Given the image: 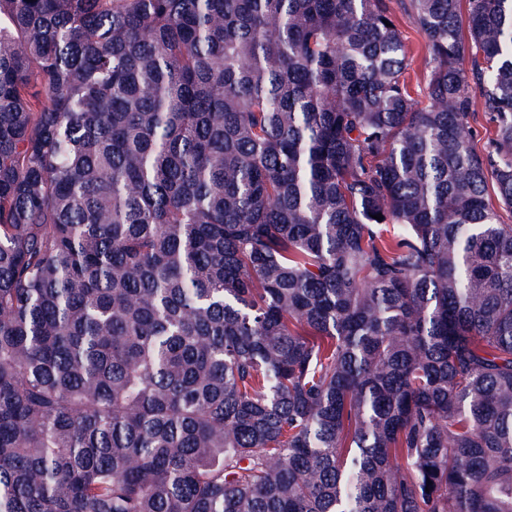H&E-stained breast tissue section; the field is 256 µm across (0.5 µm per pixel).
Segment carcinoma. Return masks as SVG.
<instances>
[{"label":"carcinoma","instance_id":"carcinoma-1","mask_svg":"<svg viewBox=\"0 0 512 512\" xmlns=\"http://www.w3.org/2000/svg\"><path fill=\"white\" fill-rule=\"evenodd\" d=\"M390 2L0 0V512H512V0ZM391 7L393 8L395 18L397 19L398 24L412 49L409 65L413 83L419 81L423 87L426 79V70L423 66V57L425 55L424 35L413 20L401 12L398 2L392 0Z\"/></svg>","mask_w":512,"mask_h":512}]
</instances>
